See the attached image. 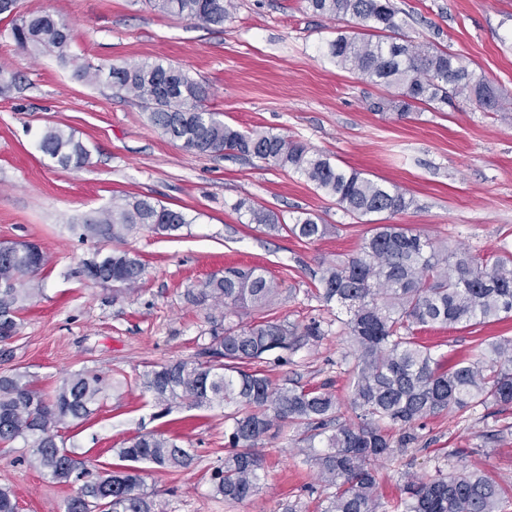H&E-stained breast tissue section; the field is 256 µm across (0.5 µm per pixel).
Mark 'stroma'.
<instances>
[{"mask_svg":"<svg viewBox=\"0 0 512 512\" xmlns=\"http://www.w3.org/2000/svg\"><path fill=\"white\" fill-rule=\"evenodd\" d=\"M232 2L223 27L207 30L155 12L145 0H18L19 14L48 13L69 27L65 59L23 50L9 20L0 21V69L15 76L0 92V242L32 241L50 258L24 282L30 297L17 335L0 343V374L29 373L47 391L82 369L130 378L67 435L95 473L127 439L178 437L195 462L187 470H147L155 512H321L320 485L288 428L262 440L259 494L231 506L215 496L211 474L224 462L233 407L165 411L134 379L155 364L198 358L205 346L208 311L187 301V288L230 266L257 265L281 293L252 319L301 329L316 322L322 331L319 341L268 364L272 380L322 386L346 399L351 377L342 356L349 345L339 334L340 309L323 303L316 288L323 266L358 252L369 218L347 214L294 171L182 149L151 125L135 97L113 96L106 83L79 78L76 67L179 65L206 85L207 104L225 123L288 135L338 166L396 184L415 206L392 223L490 262L501 247L512 249V0H392L405 14L406 38L456 54L501 94L497 112L459 98L439 110L416 105L403 117L393 107L396 88L365 81L326 56L327 41L347 30L346 21L313 13L304 0ZM55 126L86 146L83 169H62L38 151L40 135ZM130 196L180 209L189 223L170 238L144 230L129 239L147 274L135 292L117 296L82 276L84 261L113 248L85 238L82 226ZM241 201L246 209H238ZM251 205L288 221L308 212L332 231L312 243L269 236L250 224ZM485 336H512V317L468 328L435 325L419 341L452 362ZM388 435L394 453L376 466L383 501L399 497L408 473L479 471L506 487L512 512V406L443 412ZM1 482L12 488L18 512H55L75 492L31 466L20 441L0 447Z\"/></svg>","mask_w":512,"mask_h":512,"instance_id":"1","label":"stroma"}]
</instances>
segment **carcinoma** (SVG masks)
<instances>
[{"label": "carcinoma", "mask_w": 512, "mask_h": 512, "mask_svg": "<svg viewBox=\"0 0 512 512\" xmlns=\"http://www.w3.org/2000/svg\"><path fill=\"white\" fill-rule=\"evenodd\" d=\"M317 14L351 17L371 30L368 36L344 33L326 43L337 66L371 83L399 89L398 111L416 104H448L455 98L499 111L497 90L487 78L463 66L445 49L400 37L402 22L391 0H305ZM151 8L207 28L222 27L231 0H148ZM18 0H0V16L11 19V34L27 50L52 49L62 58L70 36L51 15L16 17ZM119 84L115 94H130L149 112L152 125L186 151L251 157L303 176L336 205L357 216L395 215L414 206L394 184L377 182L356 169L333 164L322 152L284 134L243 133L208 108L207 88L179 66L160 61L111 66ZM39 150L65 170H79L89 152L73 133L53 127L39 139ZM249 223L268 234L286 232L305 241L324 238L328 224L307 215L287 223L277 214L249 209ZM189 223L186 214L146 197L115 202L83 225L84 234L116 247L84 263L81 273L113 291L133 292L145 274L139 255L121 247L147 230L170 236ZM44 265L14 244L0 245V342L19 330L18 314L27 298L17 284ZM319 298L345 308L341 328L353 341L344 356L351 374L348 404L355 420L337 421L340 402L320 387L274 385L260 369L270 356L298 347V327L284 320L243 321L270 308L280 283L258 267L233 268L210 275L188 291L197 306L221 310L209 317V342L201 358L157 365L140 376L143 388L161 405L237 408L227 435L224 465L212 475L213 490L228 505L261 489L263 457L259 444L274 426L288 424L294 444L307 449L303 463L320 483L322 512H503L500 485L477 472L430 478H404V497L381 502L375 477L379 459L391 453L382 425L411 427L417 421L453 409L512 405V336H493L477 353L448 366L416 341L417 328L441 324L464 328L512 315V250L491 264L464 248L448 249L403 224H377L359 252L328 264L319 278ZM109 387L106 376L79 370L65 376L48 394L36 390L29 375H0V445L18 439L29 447V462L59 485L82 482L63 499L61 512H154L145 488L144 466L187 470L194 455L161 433L138 435L114 449L116 462L105 474L92 475L67 447L63 430L83 423L96 411Z\"/></svg>", "instance_id": "obj_1"}]
</instances>
